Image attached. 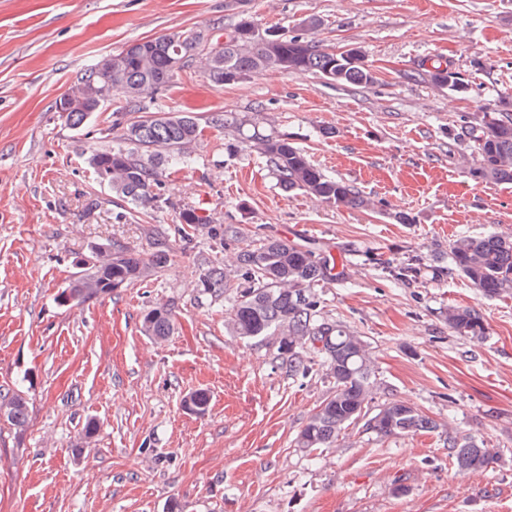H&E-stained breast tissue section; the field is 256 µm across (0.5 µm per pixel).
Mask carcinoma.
Segmentation results:
<instances>
[{"mask_svg": "<svg viewBox=\"0 0 512 512\" xmlns=\"http://www.w3.org/2000/svg\"><path fill=\"white\" fill-rule=\"evenodd\" d=\"M105 59L108 65L96 63L88 68L59 103L71 107L67 122L75 128L84 126L114 94L122 100L119 114L135 113L131 121L104 129L115 145L88 157L99 181L130 208L170 203L164 196L166 179L175 168L196 163V146L207 128L224 131V149L229 154L257 152L287 192H301L337 207H377L357 187L313 164L291 136L264 132L257 113L244 118L215 111L202 119L189 111L155 108L158 94L170 86L177 71L197 63L218 86L234 85L255 74L306 70L330 83L364 88L375 83L376 73L361 52H338L300 35L263 30L242 13L229 25L217 20L205 30L171 31L135 41ZM430 78L450 91L467 89L460 73L440 61L432 64ZM471 138L473 179L512 182V113H482ZM178 223L208 227L211 236L225 243L243 235L239 224L212 226L211 217L196 207L180 209ZM169 261V253L162 247L143 255L114 244L98 250L92 261L76 260V278L59 299L83 302L113 293L158 274ZM448 269L486 297L511 295L512 236H457L449 244ZM338 278L329 258L271 235L240 250L230 264L204 267L197 287L205 293L233 292L224 316L233 335L273 338L288 371L305 374L317 361L333 379V390L298 432L296 447L308 452L330 448L350 426L361 422L382 438L437 428L432 418L403 400L370 408L375 375L368 344L358 332L327 318L316 293L320 284ZM445 320L460 336L482 340L487 334L486 321L474 309L450 306ZM142 328L155 342L165 341L174 329L168 305L157 303L148 308ZM0 414L22 428L28 418L26 401L19 395L3 398ZM448 447L451 462L460 472L480 471L493 460L491 449L470 435L448 438Z\"/></svg>", "mask_w": 512, "mask_h": 512, "instance_id": "cac0c4a2", "label": "carcinoma"}]
</instances>
